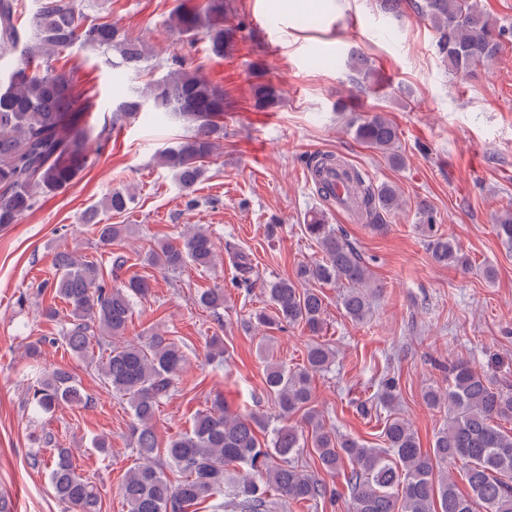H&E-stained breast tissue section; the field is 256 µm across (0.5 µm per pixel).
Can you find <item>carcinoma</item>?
I'll use <instances>...</instances> for the list:
<instances>
[{
  "mask_svg": "<svg viewBox=\"0 0 512 512\" xmlns=\"http://www.w3.org/2000/svg\"><path fill=\"white\" fill-rule=\"evenodd\" d=\"M87 0H37V8L23 19L22 0H0V62L16 59L5 86H0V229L18 223L41 195L65 189L89 166L88 142L102 139L118 124L149 109L181 125L184 135L176 145L159 153L158 162L171 170L185 189L205 173V163L224 140V89L210 83L185 58L171 57L166 74L131 87L113 103L112 113L99 132L88 124L92 103L75 91L71 71L59 70L50 59L74 47L92 48L106 55L114 67L152 71V55L145 44L120 33L106 20L87 21ZM386 13L401 14L411 8L429 21L439 34L442 61L455 74L489 67L498 57L503 27L481 11L475 0H380ZM224 0H204L188 7L181 3L171 14V28L192 42L208 40L210 50L224 56L233 46L235 29ZM350 67L362 79L370 78L365 59L350 53ZM254 106L265 110L279 103L278 89L270 83L253 87ZM355 138L381 153L394 167L406 164L399 150L395 123L383 112H374L355 126ZM328 166L341 167L353 184L358 212L378 228L383 215L401 209L404 200L393 184H374L361 170L323 154L308 161L315 191L326 203L333 202L319 179ZM132 195L117 190L107 199L110 213L128 210ZM421 231L427 237L432 261L441 266L469 271V255L453 240L434 229L433 212L422 200L418 205ZM330 209L308 213L305 232L317 243L321 259L300 265L292 278L267 285L275 314L263 310L251 314L248 327L304 326L321 331L322 297L311 282L344 284L341 305L346 317L360 323L371 311V299L381 291L373 274L343 228L328 223ZM95 226L98 240L109 247L122 236L120 224H103L98 212L85 214ZM498 237L512 246V209L496 220ZM236 271L235 288L256 285L248 255L228 246ZM217 259L213 240L200 225L180 235L177 243H163L145 253L144 261L165 271L189 266L207 271ZM129 257L107 252L111 281L104 279L102 263L72 251L60 250L53 259L54 279L49 287L69 307L62 342L75 357L95 361L112 395L125 401L132 415L131 439L136 452L121 482L120 494L127 512H190L202 502L218 497L224 502L214 512H271L267 488L286 502H316L333 494L327 485L299 469L294 454L311 447L320 467L333 474L344 459L352 462L345 474L351 492V512H512V432L495 421L512 417V387L495 386L474 364L459 361L452 366L451 384L431 387L424 399L432 409L448 414L447 423L434 435L432 448L423 450L409 421L388 416L385 447L371 448L339 435L313 407L312 380L332 363L325 344L307 347L306 364L291 369L282 364L265 368V392L274 403L283 425L270 431L266 442L264 418L233 414L218 395L210 406L195 414L191 430L168 442L165 460L181 475L173 483L157 458L158 437L154 422L160 405L172 396L186 369V357L172 339L154 334L137 342L122 340L134 311V299L150 292L144 276L127 275ZM198 304L219 314L224 308V287L202 291ZM56 339L41 336L29 342L26 358L35 377L28 388L25 408L35 418L51 417L62 406L88 403L76 376L65 369L39 367L41 347ZM101 349L95 356L94 348ZM397 398V381L385 376L379 382V400L388 407ZM311 428L303 435L286 420L298 412ZM462 460L472 495L458 492L447 474L436 467ZM57 499L72 512H101L102 498L96 483L78 473L70 448L54 449L49 473Z\"/></svg>",
  "mask_w": 512,
  "mask_h": 512,
  "instance_id": "cac0c4a2",
  "label": "carcinoma"
}]
</instances>
